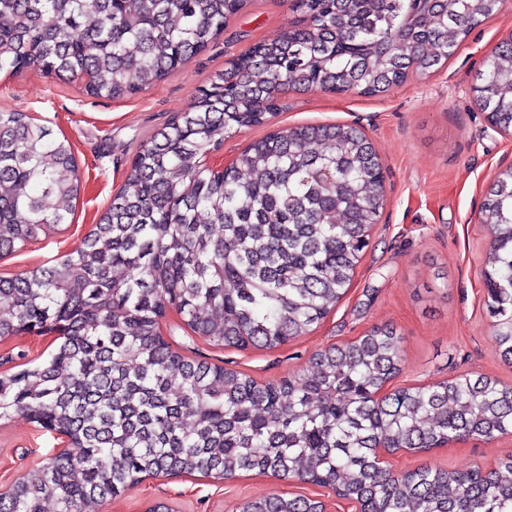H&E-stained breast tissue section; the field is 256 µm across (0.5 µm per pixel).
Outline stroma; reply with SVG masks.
<instances>
[{"mask_svg": "<svg viewBox=\"0 0 512 512\" xmlns=\"http://www.w3.org/2000/svg\"><path fill=\"white\" fill-rule=\"evenodd\" d=\"M296 18L292 0H250L222 34L162 82L134 97L88 96L81 82L36 68L0 74V110L25 112L67 140L81 172L80 196L71 223L0 259V276L52 264L79 248L122 186L139 145L155 129L185 111L210 78L254 44L277 39ZM512 37V0L474 28L444 66L426 78H409L381 96L320 90L292 91L263 126L244 127L207 157L212 168L235 162L268 131L303 124L359 126L378 153L386 202L371 230L353 282L336 308L313 330L288 345L237 350L194 335L175 310L161 330L184 357L251 376L265 385L302 369L316 351L350 342L376 326L400 336L398 386L429 385L461 374H483L512 385V363L492 337L484 305L482 268L487 238L480 208L498 172L512 166V136L486 130L472 94L484 59ZM53 335L23 334L0 340V373L45 362ZM67 441L26 416L0 421V493L65 449ZM512 455V434L469 438L425 453L387 455L384 466L399 473L421 467L466 471L491 468ZM305 496L323 512H360L358 503L328 487L255 471L230 478L201 473L145 478L93 512H242L247 502Z\"/></svg>", "mask_w": 512, "mask_h": 512, "instance_id": "1", "label": "stroma"}]
</instances>
